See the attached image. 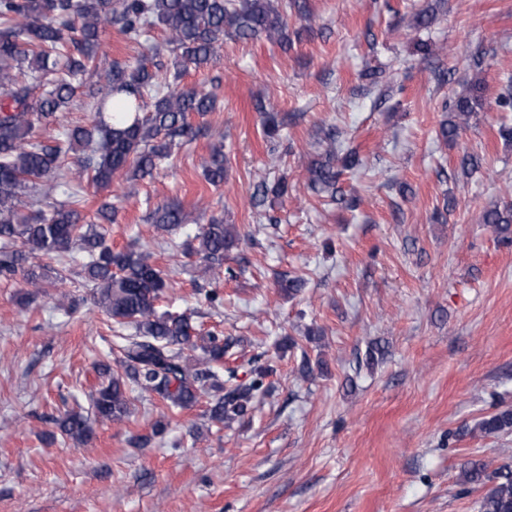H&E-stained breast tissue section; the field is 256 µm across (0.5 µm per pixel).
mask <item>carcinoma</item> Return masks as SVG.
<instances>
[{
  "instance_id": "cac0c4a2",
  "label": "carcinoma",
  "mask_w": 512,
  "mask_h": 512,
  "mask_svg": "<svg viewBox=\"0 0 512 512\" xmlns=\"http://www.w3.org/2000/svg\"><path fill=\"white\" fill-rule=\"evenodd\" d=\"M110 23L131 43L146 50L133 61L111 62L104 71L106 91L92 87V118L61 132L50 143L37 130L59 119L85 76L98 70L102 25ZM265 39L291 46L288 24L279 0H0V279L23 273L36 284L48 278V264L77 247L84 253L81 275L94 288L95 303L133 333L121 337L116 365L96 364L101 382L91 396L90 414L67 410L54 420L61 436L77 445L93 437L92 420L120 424L131 414V394L154 397L167 408L187 409L208 398V420L229 426L252 409L266 390L270 368L255 367L245 381L238 364L239 339L218 330L202 331L190 314L158 312L167 281L151 254L128 247L112 249L110 224L116 213L102 204L93 219L84 213L86 197L72 181L55 177L69 155L77 157L78 174L97 187L116 178L153 175L173 150L193 142L199 128L189 115L204 116L216 99L195 89L176 90L163 76V65L151 64L161 51L173 55V80L189 66L212 61L224 39ZM45 82L34 96V83ZM475 82L453 100V118L440 135L454 142L476 107L482 105ZM266 140L278 142L284 119L273 106L255 99ZM321 157L308 169V187L336 200L337 183L346 169L362 164L355 149L342 150L331 127L320 139ZM205 180L224 183V145L211 147L202 164ZM58 191L65 200L49 214L24 212L23 196L32 199ZM150 219L166 232L188 222L178 205L156 208ZM481 223L503 234L512 229V204L487 207ZM202 274L218 282L234 269L224 267V253L238 241L237 232L219 217L198 227ZM484 435L512 432V408L477 423ZM479 512H512V467L494 471L493 485L480 500Z\"/></svg>"
}]
</instances>
